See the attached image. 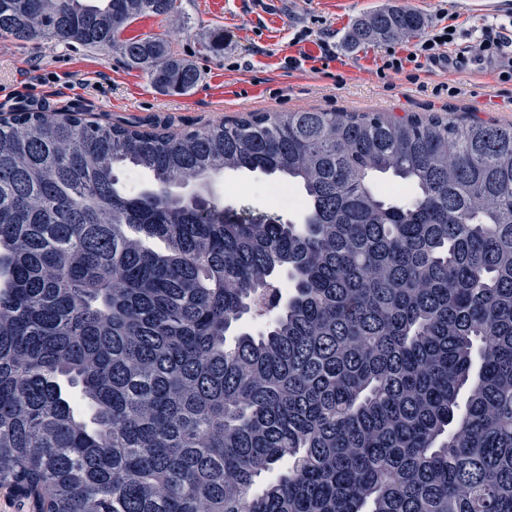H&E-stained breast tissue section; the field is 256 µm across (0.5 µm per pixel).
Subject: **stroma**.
<instances>
[{
	"instance_id": "35a3bbf8",
	"label": "stroma",
	"mask_w": 512,
	"mask_h": 512,
	"mask_svg": "<svg viewBox=\"0 0 512 512\" xmlns=\"http://www.w3.org/2000/svg\"><path fill=\"white\" fill-rule=\"evenodd\" d=\"M388 7L411 8L427 25L454 26L446 60L384 68L386 44L350 47L356 20ZM512 23V0H178L172 16L146 15L126 37L158 36L201 73L185 95L157 90L147 75L120 54L51 41L0 38V113L19 106L84 113L91 121L132 123L172 134L187 128L235 122L252 112L323 110L343 115L437 113L453 122L479 120L512 125V80L502 81L499 59L476 57L467 69L451 59L488 23ZM310 30L307 41L294 36ZM223 33L221 52L204 50ZM330 37L336 58L313 71L287 61L318 54ZM267 177L228 172L212 183L214 195L237 210L277 212Z\"/></svg>"
}]
</instances>
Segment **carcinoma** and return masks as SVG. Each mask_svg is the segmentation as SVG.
Here are the masks:
<instances>
[{
  "mask_svg": "<svg viewBox=\"0 0 512 512\" xmlns=\"http://www.w3.org/2000/svg\"><path fill=\"white\" fill-rule=\"evenodd\" d=\"M177 12L0 0V37L116 50L185 94L201 75L166 40L120 38ZM424 24L383 8L348 38ZM226 172L298 186L301 223L235 214ZM0 489L40 512H512V125L304 110L172 135L9 111Z\"/></svg>",
  "mask_w": 512,
  "mask_h": 512,
  "instance_id": "cac0c4a2",
  "label": "carcinoma"
}]
</instances>
